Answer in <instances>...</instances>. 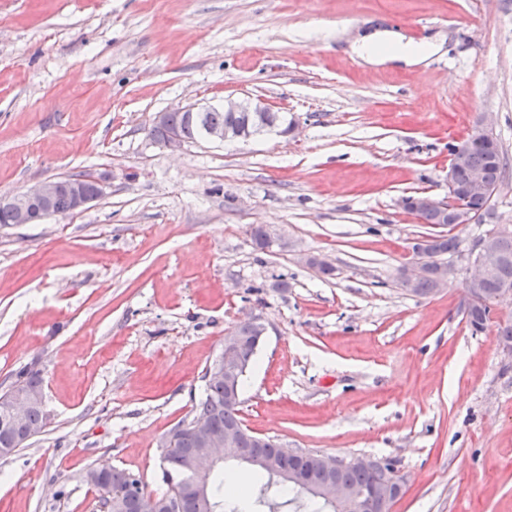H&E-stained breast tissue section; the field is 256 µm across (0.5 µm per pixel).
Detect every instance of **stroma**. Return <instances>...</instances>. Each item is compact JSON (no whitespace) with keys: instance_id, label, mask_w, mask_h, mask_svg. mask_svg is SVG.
<instances>
[{"instance_id":"stroma-1","label":"stroma","mask_w":512,"mask_h":512,"mask_svg":"<svg viewBox=\"0 0 512 512\" xmlns=\"http://www.w3.org/2000/svg\"><path fill=\"white\" fill-rule=\"evenodd\" d=\"M373 28L442 48L371 66L349 44ZM228 96L294 131L179 151L149 134ZM486 112L512 162V0H0V195L103 187L84 211L0 224V392L38 370L46 422L0 458V512H100L99 462L163 493L160 441L252 315L250 430L392 461L391 512H512V303L475 333L461 281L400 283L422 238L485 232L400 200L447 198L448 147Z\"/></svg>"}]
</instances>
